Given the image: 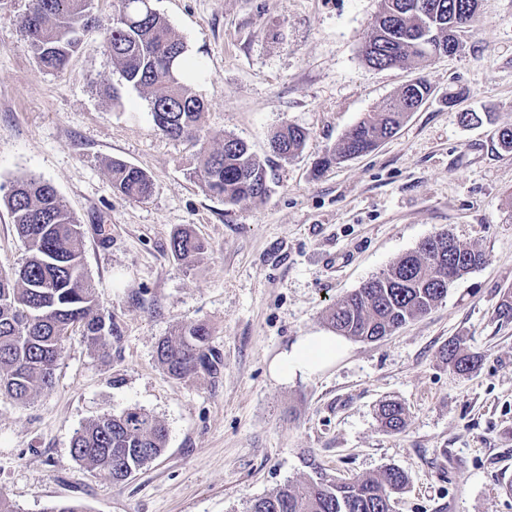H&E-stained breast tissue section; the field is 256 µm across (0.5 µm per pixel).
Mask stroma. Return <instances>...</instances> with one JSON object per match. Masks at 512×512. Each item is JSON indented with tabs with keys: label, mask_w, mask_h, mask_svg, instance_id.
I'll list each match as a JSON object with an SVG mask.
<instances>
[{
	"label": "stroma",
	"mask_w": 512,
	"mask_h": 512,
	"mask_svg": "<svg viewBox=\"0 0 512 512\" xmlns=\"http://www.w3.org/2000/svg\"><path fill=\"white\" fill-rule=\"evenodd\" d=\"M153 6L205 66L195 85L207 107L203 145L156 129L100 29L63 72H46L21 32L29 0H0V187L26 173L56 187L81 224L84 263L115 328L102 349L71 333L55 384L28 403L0 395V494L18 512L60 501L85 512H246L287 482L393 466L409 477L394 512H512V320L497 313L512 291V153L496 135L512 123V0H479L462 53L422 69L363 61L379 0ZM419 76L434 94L394 137L316 173L365 113ZM466 111L491 118L466 126ZM284 124L308 132L287 162L269 145ZM229 134L265 165L264 198L229 205L190 179L201 149ZM115 160L148 173L149 198L113 191ZM185 226L210 245L188 270L170 253ZM442 231L487 263L393 335L347 339L321 374L270 378L287 345L329 332L337 300ZM198 322L218 364L173 379L157 344ZM452 339L478 353L471 373L445 360ZM385 400L406 408L402 432L380 428ZM131 407L165 425L158 458L119 484L73 460L76 429Z\"/></svg>",
	"instance_id": "obj_1"
}]
</instances>
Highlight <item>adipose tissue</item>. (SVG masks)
<instances>
[{"label": "adipose tissue", "mask_w": 512, "mask_h": 512, "mask_svg": "<svg viewBox=\"0 0 512 512\" xmlns=\"http://www.w3.org/2000/svg\"><path fill=\"white\" fill-rule=\"evenodd\" d=\"M347 350L343 337L310 333L298 337L268 363L270 376L285 384L296 377H310L324 371Z\"/></svg>", "instance_id": "1"}]
</instances>
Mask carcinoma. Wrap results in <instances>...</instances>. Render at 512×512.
Instances as JSON below:
<instances>
[{
	"label": "carcinoma",
	"instance_id": "obj_1",
	"mask_svg": "<svg viewBox=\"0 0 512 512\" xmlns=\"http://www.w3.org/2000/svg\"><path fill=\"white\" fill-rule=\"evenodd\" d=\"M95 0H30L22 29L28 47L46 71L59 73L80 48L84 32L101 26L93 12ZM141 0H120L112 24L104 27L103 48L127 85L145 94L153 122L164 135L198 142L204 100L192 84L204 74L190 58L187 45L156 10H144ZM478 0H381L372 33L362 56L371 67L384 69L415 63L420 66L448 54V30L463 42L473 23ZM433 95L418 78L404 85L377 112H368L345 133L337 146L316 165L322 173L332 164L358 157L393 137L409 117ZM308 132L282 125L270 138L273 153L295 158ZM112 188L129 199H145L153 189L142 169L121 161L109 165ZM203 190L226 204L261 199L269 191L267 172L243 140L224 136L222 148L203 156L193 171ZM13 224L26 246L22 265L0 271V392L19 403L55 383L64 342L78 330L88 342L105 346L112 339V322L100 309L96 286L85 269L81 225L56 188L40 176L16 180L5 197ZM206 250L205 242L188 229L176 231L170 251L179 264L193 266ZM487 261L486 254L458 243L446 232L425 239L417 249L396 260L330 309V327L339 336L377 341L407 322L433 310L448 288ZM448 364L460 373L475 368L477 354L455 341L445 349ZM157 360L174 379L184 380L210 370L215 354L209 328L188 324L162 339ZM378 421L389 432L407 425L398 402L380 405ZM167 429L140 408L118 415L104 414L77 429L71 441L74 461L115 483L163 452ZM408 484L395 467L377 476L349 480L287 483L249 503L247 512H390L394 497Z\"/></svg>",
	"mask_w": 512,
	"mask_h": 512
}]
</instances>
